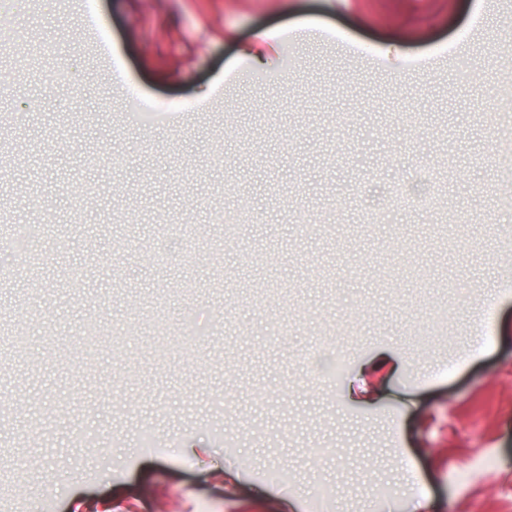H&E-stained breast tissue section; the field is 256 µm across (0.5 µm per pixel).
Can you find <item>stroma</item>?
Here are the masks:
<instances>
[{
	"mask_svg": "<svg viewBox=\"0 0 512 512\" xmlns=\"http://www.w3.org/2000/svg\"><path fill=\"white\" fill-rule=\"evenodd\" d=\"M14 46L15 512H512V0H0Z\"/></svg>",
	"mask_w": 512,
	"mask_h": 512,
	"instance_id": "1",
	"label": "stroma"
}]
</instances>
